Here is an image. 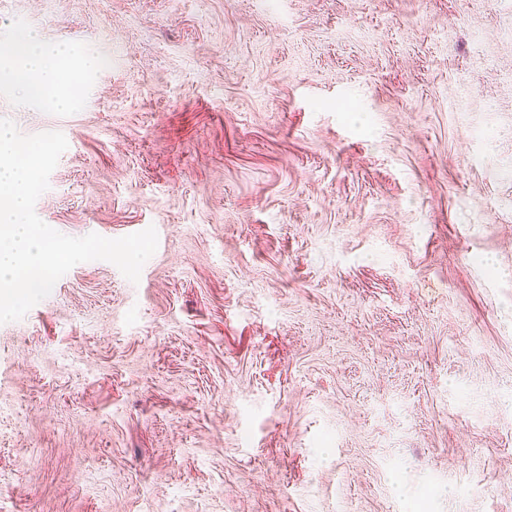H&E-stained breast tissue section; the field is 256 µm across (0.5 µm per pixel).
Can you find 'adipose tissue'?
<instances>
[{"label": "adipose tissue", "instance_id": "adipose-tissue-1", "mask_svg": "<svg viewBox=\"0 0 512 512\" xmlns=\"http://www.w3.org/2000/svg\"><path fill=\"white\" fill-rule=\"evenodd\" d=\"M74 59L68 42L46 47L36 31L23 29L13 38L8 56L0 57V83L19 88L25 98L51 110H64L72 102L66 68Z\"/></svg>", "mask_w": 512, "mask_h": 512}]
</instances>
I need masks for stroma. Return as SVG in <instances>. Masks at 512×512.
<instances>
[{"instance_id":"obj_1","label":"stroma","mask_w":512,"mask_h":512,"mask_svg":"<svg viewBox=\"0 0 512 512\" xmlns=\"http://www.w3.org/2000/svg\"><path fill=\"white\" fill-rule=\"evenodd\" d=\"M102 59L0 324V512H512V0H0Z\"/></svg>"}]
</instances>
